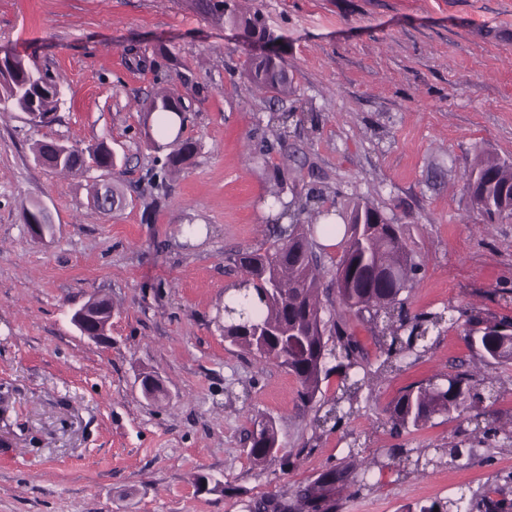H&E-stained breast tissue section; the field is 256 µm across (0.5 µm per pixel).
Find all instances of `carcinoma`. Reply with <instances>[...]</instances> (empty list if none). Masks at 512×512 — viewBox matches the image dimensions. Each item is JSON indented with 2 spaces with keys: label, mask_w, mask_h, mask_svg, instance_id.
<instances>
[{
  "label": "carcinoma",
  "mask_w": 512,
  "mask_h": 512,
  "mask_svg": "<svg viewBox=\"0 0 512 512\" xmlns=\"http://www.w3.org/2000/svg\"><path fill=\"white\" fill-rule=\"evenodd\" d=\"M211 21L235 31H244L260 41L277 42L283 36L272 31L263 15L242 9L238 0H198ZM245 70L257 87L273 94L277 100L294 95L293 79L284 65L282 54L248 52ZM57 89L47 75L29 66L19 56L13 57V74L0 81V106L19 112H36L40 122L49 123L57 110ZM145 146L157 153L172 148L163 169L177 168L196 154L197 144L182 138L186 107L181 98L157 94L145 101L141 109ZM279 127V141L288 136L291 126H299L305 114L282 112L271 116ZM60 143L54 140L36 144L35 160L49 168L76 172L95 167L109 172L114 167L112 150L99 143L87 150L76 149L64 160H58ZM473 207L481 211L488 223L512 208V162L493 156L480 157L466 173ZM271 207L277 209L273 224L274 240L265 249H243L230 261L242 278L235 284L237 294L224 298V339L242 347L259 361L274 360L286 367L298 380V397L303 405L314 404L320 392L322 377L328 375L326 359L339 360L343 389L329 413L339 423L353 413L354 401L364 379L357 377L364 368L363 349L356 339L353 320L367 325L379 337V349L385 358L378 371L396 368L397 358L417 354L425 347L431 329L444 320V313H422L410 316L400 299L411 286L420 269L414 251L408 247L403 226L392 224L377 208L367 202L351 200L338 212L344 228L330 222L333 210L321 209L323 192L309 189L305 199L297 193L283 200L282 191L273 192ZM313 212L325 221L327 234L342 233V255L331 269L322 266L302 215ZM288 219V224L281 220ZM336 285L338 309L329 319L322 316L319 296L329 292L325 278ZM469 323L483 325L477 343L486 361L502 363L512 360V346L501 348L502 332H512V320L503 318L482 321L476 317ZM485 395L471 371L460 372L448 379V387L439 390L418 384L406 387L391 402L389 413L392 430L398 434L410 426L436 414H447L463 404L472 408L483 405ZM348 403L343 409L341 403ZM269 435L251 431L248 455L255 463L272 457ZM344 479V473L331 470L316 482L294 491L263 498L250 506V512H336V503L324 493L326 483ZM498 488L488 489L483 498L467 510L455 507L452 501L434 502L419 512H487L496 506L489 497Z\"/></svg>",
  "instance_id": "cac0c4a2"
}]
</instances>
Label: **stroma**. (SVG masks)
Segmentation results:
<instances>
[{
    "instance_id": "35a3bbf8",
    "label": "stroma",
    "mask_w": 512,
    "mask_h": 512,
    "mask_svg": "<svg viewBox=\"0 0 512 512\" xmlns=\"http://www.w3.org/2000/svg\"><path fill=\"white\" fill-rule=\"evenodd\" d=\"M242 5L287 42L296 92L282 102L247 79L238 34L192 0H0V50L60 92L49 124L0 112V512H248L335 466L350 472L330 488L336 512H419L491 485L512 512V442L454 460L445 450L473 429L470 409L398 434L387 412L408 385L477 361L467 316L512 317V220L486 224L461 178L480 156L512 160V0ZM160 91L182 98L198 144L161 186L138 112ZM294 106L315 120L277 146L269 116ZM46 139L106 143L116 166L58 173L34 158ZM103 181L122 200L109 212L90 202ZM280 185L378 207L424 261L402 294L408 313L461 315L392 373L358 328L370 381L336 425L314 416L340 396L339 374L312 410L288 370L224 339L225 290L241 278L229 258L268 246L262 199ZM38 204L54 224L43 241L22 218ZM94 297L112 303L108 345L70 321ZM146 374L166 398L144 399ZM484 385L512 431V361L490 365ZM262 420L281 449L258 465L248 435ZM422 452L435 464L420 474ZM202 474L226 492L197 491Z\"/></svg>"
}]
</instances>
